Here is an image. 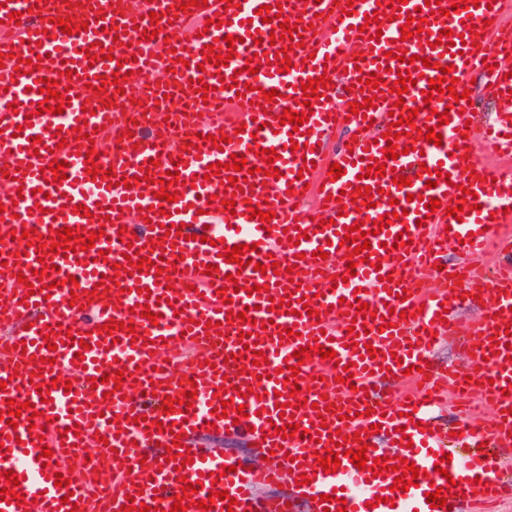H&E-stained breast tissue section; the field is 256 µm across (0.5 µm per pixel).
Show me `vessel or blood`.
<instances>
[{
  "label": "vessel or blood",
  "mask_w": 512,
  "mask_h": 512,
  "mask_svg": "<svg viewBox=\"0 0 512 512\" xmlns=\"http://www.w3.org/2000/svg\"><path fill=\"white\" fill-rule=\"evenodd\" d=\"M453 0H441L442 12H432L425 0H407L401 11L389 0H207L206 6L183 7L182 0H81L69 7L64 0H5L0 24L10 33L0 37V410L7 400L33 403L23 409L17 425L0 419V489L5 471L20 475L18 495L0 500V512H122L125 502L151 505L170 512L180 491L179 477L197 484L194 504L210 491L228 492L229 500L215 501L214 512H291L293 504L311 501L324 512L323 497L339 492L347 512H496L512 499V477L497 456L482 443L512 444V234L498 227L512 223V170L490 167L477 154L463 156L468 100L441 94L424 105L422 92L430 79L450 67L455 92L469 85L474 73L493 64L486 89L498 104V119L486 140L493 150L512 148V21L506 20L507 0H479L456 10ZM278 7L295 30L285 40L269 43L278 22H264L260 6ZM353 6L352 15L344 7ZM377 20L366 23L365 18ZM429 19L428 33L403 39L408 16ZM72 17L87 28L62 33L57 18ZM463 35V43L438 45L440 30ZM140 52L125 49L130 39H143ZM482 40H475V33ZM235 36L228 46L227 36ZM232 53L228 64L207 63L204 45ZM289 49L291 66L280 72L277 49ZM406 49L415 61L409 74L416 81L404 96L392 93L400 67L392 54ZM93 57H86V50ZM258 57V73L244 71L249 57ZM40 67L28 71L26 62ZM173 68L170 83L158 85L150 74L158 67ZM69 70L70 99L62 115L39 113L42 80ZM133 72L135 83L117 88L112 73ZM380 74L378 87L366 86ZM327 76L330 87L312 101L313 113L300 127L280 124L284 109L303 111L302 83ZM347 88L349 102L375 98L364 114L344 115L335 100ZM277 90L273 100L262 93ZM137 97L141 111H124L128 97ZM418 114L407 136L396 139L398 159L387 158L385 135L393 117ZM234 111L244 132L214 148L211 137L224 127L225 111ZM448 112V124L438 115ZM140 132L127 137V130ZM86 136L78 138L75 129ZM349 127L354 146L329 151L326 136ZM439 127L441 145L412 140L416 129ZM197 135L188 147V135ZM301 143L290 151V142ZM95 150L102 175L87 174L86 152ZM276 150L279 177L264 175L262 150ZM245 156L252 174L242 187L229 184L227 175L212 176L209 164L228 163ZM65 161L63 182L53 180L51 160ZM177 162L181 184L175 202L156 198L169 162ZM344 173L333 177L332 164ZM386 165V176L368 174V166ZM409 176L411 185L393 179ZM132 186H125V179ZM434 188H426V181ZM370 187L371 200L355 193ZM477 195V209L461 218L447 215L463 190ZM315 194L323 203L311 218L298 200ZM234 201V212L210 209L214 196ZM442 202L435 214L426 203ZM86 213H77V205ZM406 208V216L373 233L374 221ZM272 212L269 223L253 219L252 210ZM370 231L369 257L348 276L347 256L354 242L344 236L356 220ZM64 226L101 231L93 248L39 257L41 238ZM30 231L22 239V231ZM246 244V262H225L224 247ZM496 247L503 263L486 272L475 260L487 247ZM458 262L444 264L449 249ZM144 257L141 271L131 272L127 250ZM327 250L319 258L317 250ZM279 262L282 271L270 270ZM262 270H255V263ZM50 265L54 289L44 288L36 272ZM214 274H207L208 265ZM240 273L255 292L229 289L227 274ZM438 273L445 286L433 290L426 276ZM26 276L32 290L14 283ZM481 295L484 308L469 321L443 319L442 310L462 307V295ZM288 298V305L272 308V299ZM369 303L377 316L356 321V301ZM156 321L142 318L143 308ZM247 312L241 322L239 312ZM117 320L125 330L108 335L106 323ZM456 338L464 351L462 363L447 369L431 366L436 335ZM88 350H81V343ZM56 351H49V344ZM317 343L334 351L331 359L313 354L299 364L301 347ZM377 356H370V349ZM184 351L179 374H172L168 354ZM267 363L254 365L255 351ZM299 374H291V366ZM67 370L71 389L52 386L59 370ZM353 381L338 382L343 370ZM125 371L122 386L103 381L105 372ZM405 387L396 399L376 392L383 380ZM303 403L288 404L291 388ZM461 402L478 400L492 407L491 424L470 426L467 412L455 417L462 440L475 449L463 454L443 442L430 413L447 388ZM197 389L192 407L178 404L164 413L165 398L178 399ZM327 397L335 410L321 414L313 402ZM246 405L247 418L237 416ZM225 414H217V407ZM38 418H31V411ZM165 424V432L152 422ZM298 423L306 437L282 438L279 427ZM43 427V436L27 430ZM394 442L399 457L422 470L408 491L393 490L391 471L373 475L351 463L345 452L356 449L354 433L365 436L369 459L383 456L371 425ZM251 434L263 451L271 452V466L253 470L234 457L194 447L193 439L212 429ZM181 437L190 464L181 458L157 456L142 460L141 448L169 447ZM338 444L344 455L337 472L327 473L316 462L319 452ZM96 445L89 457L85 447ZM53 452L41 460L43 448ZM447 475L434 469L443 456ZM77 460L69 486L55 484L65 460ZM443 462V461H442ZM104 480L92 477L94 470ZM311 482L299 484L300 475ZM293 480L290 494L259 499L260 485ZM447 491L445 507H431V486Z\"/></svg>",
  "instance_id": "1"
}]
</instances>
